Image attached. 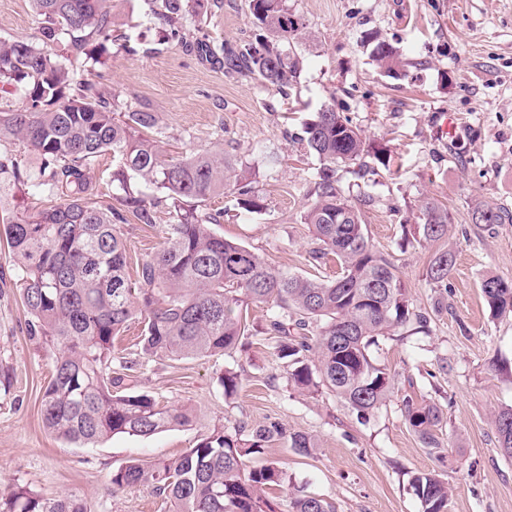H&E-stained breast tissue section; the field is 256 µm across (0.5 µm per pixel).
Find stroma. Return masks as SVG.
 I'll list each match as a JSON object with an SVG mask.
<instances>
[{
	"instance_id": "1",
	"label": "stroma",
	"mask_w": 512,
	"mask_h": 512,
	"mask_svg": "<svg viewBox=\"0 0 512 512\" xmlns=\"http://www.w3.org/2000/svg\"><path fill=\"white\" fill-rule=\"evenodd\" d=\"M303 16V59L289 95L254 78L231 77L173 43L151 55L113 48L100 81L120 112L150 108L166 132L163 149L178 156L223 147L257 172L263 208L248 213L231 196H215L205 211H223L214 230L260 254L276 268L333 277L336 260L316 267L308 258L311 232L301 216L320 166L290 134L324 106L335 105L374 145L388 167L360 183L363 220L373 243L396 265L413 305L431 316L430 335L380 340L376 357L395 377V393L362 421L329 393L290 387L284 362L268 336L250 337L245 352L196 359H148L137 349L140 319L114 340L137 360L145 388L165 407H188L192 420L150 437L116 435L80 448L49 433L41 400L51 360L28 332L29 316L13 257L0 231V485L20 484L53 495L77 493L93 512H171L147 486L113 490V470L132 459L174 458L213 427L276 421L316 438L308 457L286 443L268 444L264 457L288 471V492L315 494L335 512H422L410 480L435 472L448 483V512H512V458L499 446L493 419L512 407V316L490 319L479 288L483 275L512 281V224H476L480 202L512 209V0H288ZM39 18L30 0H0V39L34 37ZM209 29L228 42L250 33L248 0H224ZM376 31L399 48L403 76L383 74L362 43ZM112 32L145 42L158 39L144 0H114ZM277 152L278 166L265 155ZM453 215L448 243L457 261L448 280V308L434 312L424 281L434 252L407 244L427 199ZM170 216L130 219L121 231L128 273L137 277L163 240ZM237 371V395L217 383ZM440 407L442 457L423 448L400 411L406 393Z\"/></svg>"
}]
</instances>
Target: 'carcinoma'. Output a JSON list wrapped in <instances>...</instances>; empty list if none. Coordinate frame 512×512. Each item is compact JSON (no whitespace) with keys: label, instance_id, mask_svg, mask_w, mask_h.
Returning <instances> with one entry per match:
<instances>
[{"label":"carcinoma","instance_id":"carcinoma-1","mask_svg":"<svg viewBox=\"0 0 512 512\" xmlns=\"http://www.w3.org/2000/svg\"><path fill=\"white\" fill-rule=\"evenodd\" d=\"M40 18L33 40H0V86L20 87L26 105L0 109V137L27 145L39 160L33 172L0 155V222L17 260L29 333L48 348L53 374L42 396V423L82 448L114 435L150 437L182 426L189 408L160 406L144 390L133 365L114 350L113 339L132 319L143 317L140 354L149 358L189 359L244 351L249 331L247 310L264 304L269 315L261 332L276 339L285 360L287 383L309 393L324 389L362 420L390 400L395 379L378 362L371 346L391 329L429 330L430 319L414 309L410 288L395 265L370 242L358 206L338 176L344 168L357 179L376 174L370 160L386 165L382 148L367 143L349 118L326 106L305 123L295 140L320 160L307 192L303 223L312 232L309 257L332 255L340 272L310 278L267 265L250 248L217 235L213 224L222 212H206L202 203L230 194L248 212L261 209L255 194L256 172L224 156L218 148L168 159L159 145L164 131L156 113L144 107L114 117L112 93L81 79L65 61L80 58L87 68L103 64L112 37V0H31ZM150 15L165 28L167 40L183 43L188 20L212 17L224 0H147ZM248 39L234 45L197 29L189 44L201 59L229 76L260 80L279 93L294 88L303 63L296 45L306 24L287 0H249ZM363 43L389 76L402 61L377 32ZM156 131L148 138L144 131ZM112 153V182L123 191L126 210L91 202L92 167ZM138 178L153 185L157 207L170 208L162 248L139 270L142 287L132 286L120 225L130 212L152 223ZM29 195L57 197L42 210L17 204ZM414 240L419 245L448 241V208L434 199L422 207ZM475 224H512V212L477 203ZM456 264L450 247H439L425 270V281L439 293L448 288ZM481 292L491 317L512 314V282L486 275ZM224 398L239 390L238 373L218 377ZM409 428L430 453L441 455L436 434L440 408L402 399ZM500 448L512 457V409L494 416ZM283 440L302 456L316 448L305 433H289L278 422L250 427L212 428L180 456L157 462L132 460L112 471L116 491L146 485L169 501L174 512H335L316 495H296L288 510L270 497L288 484L278 461L260 466L252 460L268 443ZM423 512H447L450 489L436 473L412 480ZM0 512H92L77 494L56 496L14 485L0 491Z\"/></svg>","mask_w":512,"mask_h":512}]
</instances>
